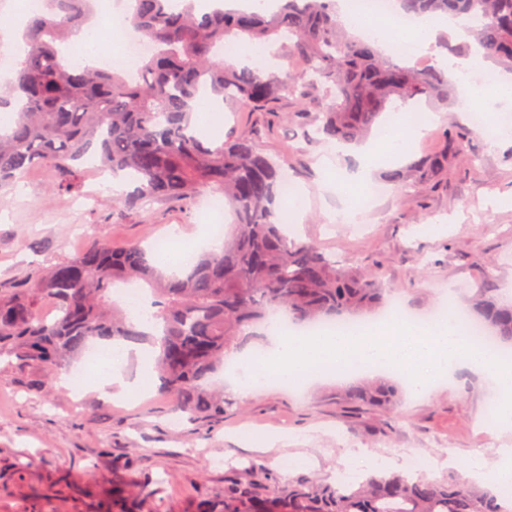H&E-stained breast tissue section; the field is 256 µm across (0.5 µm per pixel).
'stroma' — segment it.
<instances>
[{"mask_svg":"<svg viewBox=\"0 0 512 512\" xmlns=\"http://www.w3.org/2000/svg\"><path fill=\"white\" fill-rule=\"evenodd\" d=\"M450 84V111L434 113L409 153L376 162L370 182L382 193L361 196L348 223L337 218L340 202L327 180L356 170L355 148L321 142L296 99L274 112L217 105L206 133L251 137L282 164L302 201L287 213L296 239L316 243L346 269L377 273L408 313L428 316L452 289L460 306L487 283L497 299L512 290V139L493 144L472 128L461 106L467 85L455 77ZM452 126L468 130V153L449 154L447 176L414 179L399 191L390 174L439 151ZM204 207L201 197L119 206L102 175L64 193L33 168L0 189V283L71 259L94 231L116 247L152 244L175 227L182 240L197 241ZM79 365L75 359L59 369L49 388L38 368L0 365V512H224V488L244 462L275 473L278 494L298 473L332 479L348 448L399 464L408 456L465 459L512 448V431L491 432L488 376L466 368L423 394L403 391L389 409L356 406L345 384L324 378L274 385L230 401L223 419H186L174 428V402L156 386L137 399L87 385L73 396L69 380ZM252 432L263 445L249 440Z\"/></svg>","mask_w":512,"mask_h":512,"instance_id":"35a3bbf8","label":"stroma"}]
</instances>
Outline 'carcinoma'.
Listing matches in <instances>:
<instances>
[{"label":"carcinoma","mask_w":512,"mask_h":512,"mask_svg":"<svg viewBox=\"0 0 512 512\" xmlns=\"http://www.w3.org/2000/svg\"><path fill=\"white\" fill-rule=\"evenodd\" d=\"M404 14L474 16V43L496 66L512 71V0H398ZM93 0H45L22 32L25 56L0 86V111L16 114L0 130V187L20 182L34 167L49 170L61 190L75 188L90 157L99 171L124 175L132 202L187 200L211 191L224 196L234 221L219 249H203L192 265L166 274L159 256L137 244L121 249L99 240L46 270L33 268L12 286L0 285V361L37 366L43 386L94 340L148 344L177 409L188 418L220 417L224 395L207 382L225 356L251 337L249 329L279 317L295 326L331 322L382 306L379 280L336 265L315 244L288 239L275 211L283 194L280 166L246 134L204 141L195 126L196 101L213 95L254 112H270L293 97L308 107L325 142L355 143L397 103L425 99L448 110L446 73L434 66L395 63L371 43L347 38L334 0H280L275 11L200 12L195 0H128L130 27L155 46L136 79L89 65H72L65 40L85 28ZM229 40L278 43L302 62L295 78L268 67L220 57ZM467 152L462 137L414 163L425 180L446 172L448 148ZM151 290L145 317L116 303L118 282ZM478 288L464 309L500 347L512 348V305ZM366 405L390 403V385L348 391ZM273 481L251 466L224 490V512H503L485 488L418 469L370 477L333 488L315 477L288 480L278 496Z\"/></svg>","instance_id":"1"}]
</instances>
